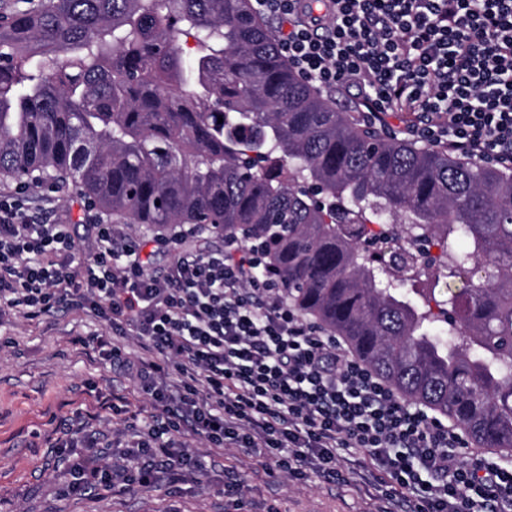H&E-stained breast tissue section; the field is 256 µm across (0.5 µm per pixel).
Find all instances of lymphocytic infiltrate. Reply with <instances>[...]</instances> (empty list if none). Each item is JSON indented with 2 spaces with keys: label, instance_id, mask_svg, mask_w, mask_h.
<instances>
[{
  "label": "lymphocytic infiltrate",
  "instance_id": "obj_1",
  "mask_svg": "<svg viewBox=\"0 0 512 512\" xmlns=\"http://www.w3.org/2000/svg\"><path fill=\"white\" fill-rule=\"evenodd\" d=\"M312 2L253 4L278 19L280 52L301 79L344 90L368 125L512 169V0ZM93 231L95 247L80 252L70 225L0 194V322L90 314L105 331L82 347L137 382L154 410L129 452L136 467L80 456L68 494L198 480L202 464L169 440L174 431L261 449L292 481L348 471L387 484L380 512L398 500L407 512H512V459L471 452L460 427L403 399L301 316L244 240L200 253L179 230L161 239L173 258L154 273L128 225ZM130 338L143 356L126 351Z\"/></svg>",
  "mask_w": 512,
  "mask_h": 512
}]
</instances>
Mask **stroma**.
Instances as JSON below:
<instances>
[{
	"instance_id": "1",
	"label": "stroma",
	"mask_w": 512,
	"mask_h": 512,
	"mask_svg": "<svg viewBox=\"0 0 512 512\" xmlns=\"http://www.w3.org/2000/svg\"><path fill=\"white\" fill-rule=\"evenodd\" d=\"M26 203L46 223L71 224L82 244H92L75 190L49 196L44 184H33ZM101 330L96 320L66 313L38 323L18 315L0 323V512H235L221 488L237 475L248 485L244 512H375L378 498L359 482L291 481L273 472L267 455L248 448L215 451L200 440L190 450L201 454L204 473L177 491L162 484L63 496L71 479L58 446L65 425L92 421L98 445H111L117 455L150 429L151 409L138 386L74 344ZM116 390L127 400L114 409Z\"/></svg>"
}]
</instances>
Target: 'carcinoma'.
<instances>
[{
    "instance_id": "obj_1",
    "label": "carcinoma",
    "mask_w": 512,
    "mask_h": 512,
    "mask_svg": "<svg viewBox=\"0 0 512 512\" xmlns=\"http://www.w3.org/2000/svg\"><path fill=\"white\" fill-rule=\"evenodd\" d=\"M0 176L72 184L137 224L243 230L297 309L403 398L512 450V173L358 128L288 67L250 0L0 15ZM370 224L437 247L435 266H388ZM473 262L479 280L438 298Z\"/></svg>"
}]
</instances>
